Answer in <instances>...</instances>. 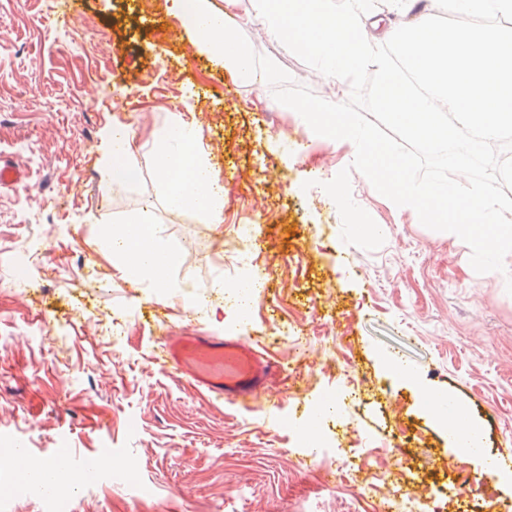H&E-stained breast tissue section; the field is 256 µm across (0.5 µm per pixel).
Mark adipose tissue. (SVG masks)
<instances>
[{
    "label": "adipose tissue",
    "instance_id": "adipose-tissue-1",
    "mask_svg": "<svg viewBox=\"0 0 512 512\" xmlns=\"http://www.w3.org/2000/svg\"><path fill=\"white\" fill-rule=\"evenodd\" d=\"M131 141L129 133L122 130L112 131L107 137L105 171L113 185L129 186L139 177ZM152 144L157 171L172 207L194 210L208 222L222 223L224 185L201 147L199 128L183 119H174L167 128L154 134ZM99 244L119 263L127 283L136 285L148 280L158 287H168V271L178 256L161 244L147 214L104 225Z\"/></svg>",
    "mask_w": 512,
    "mask_h": 512
}]
</instances>
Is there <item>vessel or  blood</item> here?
<instances>
[{"mask_svg":"<svg viewBox=\"0 0 512 512\" xmlns=\"http://www.w3.org/2000/svg\"><path fill=\"white\" fill-rule=\"evenodd\" d=\"M154 355L160 367L187 379L200 392L225 401L262 395L281 372L278 362L260 354L250 337L220 338L188 328L159 337ZM12 454L19 463L18 479L34 483L45 494L67 456L66 451H55L32 470L24 465L28 454L23 445H16Z\"/></svg>","mask_w":512,"mask_h":512,"instance_id":"obj_1","label":"vessel or blood"}]
</instances>
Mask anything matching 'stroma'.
I'll return each instance as SVG.
<instances>
[{
  "label": "stroma",
  "instance_id": "obj_1",
  "mask_svg": "<svg viewBox=\"0 0 512 512\" xmlns=\"http://www.w3.org/2000/svg\"><path fill=\"white\" fill-rule=\"evenodd\" d=\"M0 0V160L22 183L0 187V447L31 457L109 449L100 480L46 499L0 464V512H386L398 496L442 512H512V481L456 494L482 458L512 455V295L476 273L458 236L424 227L353 170L351 150L283 111L270 85L224 71L195 48L167 0ZM257 54L324 99L333 80L276 50ZM196 123L224 182V222L168 202L153 131ZM130 129L138 181L112 187L102 138ZM350 168L354 201L384 244L345 243L323 190ZM149 207L179 259L171 286L125 282L97 248L100 229ZM266 278L241 318L227 287ZM249 336L283 367L265 394L208 398L152 360L162 329ZM408 368L398 374L397 366ZM333 448L293 450L284 424L309 425L339 378ZM455 400L480 428L481 457L454 448L422 390ZM355 460L342 467L341 456Z\"/></svg>",
  "mask_w": 512,
  "mask_h": 512
}]
</instances>
